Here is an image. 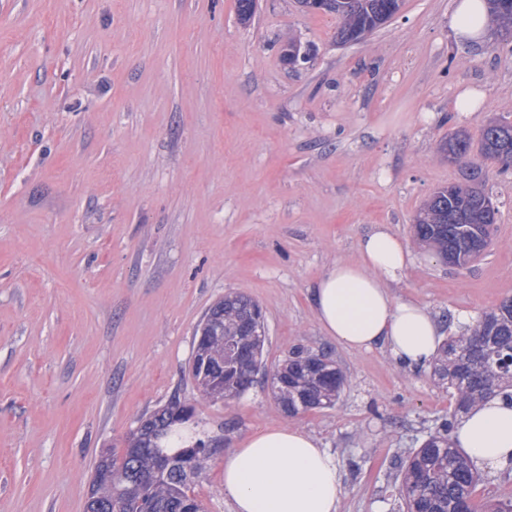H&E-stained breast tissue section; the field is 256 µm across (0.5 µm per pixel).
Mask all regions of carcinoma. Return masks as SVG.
<instances>
[{"label": "carcinoma", "mask_w": 512, "mask_h": 512, "mask_svg": "<svg viewBox=\"0 0 512 512\" xmlns=\"http://www.w3.org/2000/svg\"><path fill=\"white\" fill-rule=\"evenodd\" d=\"M491 21L512 43V0H487ZM399 0H329L327 12L340 19L336 41L351 43L356 31L375 30L394 15ZM445 151L472 150L494 161L497 173L512 174V121L503 116L481 129L478 142L466 132L444 141ZM488 171L481 164L467 174L466 183L438 189L413 225L415 237L435 250L476 258L486 247L478 245L479 224L497 223L498 210L484 205ZM195 336L208 360L192 358L189 377L198 391L196 403L214 401L211 386L222 389L219 398L239 397L254 384L256 362L267 341L258 304L241 293H228L212 304ZM433 376L450 391L454 410L428 436V441L400 463L399 497L404 512H512V496L494 502L478 501L474 489L479 474L454 448L450 433L459 416L495 393L512 389V298L481 315L473 328L444 340L433 364ZM347 379L328 354L298 344L280 364V376L271 391L289 416L336 404ZM173 396L163 407L140 419L138 443L112 450V485L103 489V502L116 501L119 512H207L195 494L205 474L204 447L210 437L196 418L195 406L179 407Z\"/></svg>", "instance_id": "1"}]
</instances>
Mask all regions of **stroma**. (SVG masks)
Masks as SVG:
<instances>
[{
    "instance_id": "stroma-1",
    "label": "stroma",
    "mask_w": 512,
    "mask_h": 512,
    "mask_svg": "<svg viewBox=\"0 0 512 512\" xmlns=\"http://www.w3.org/2000/svg\"><path fill=\"white\" fill-rule=\"evenodd\" d=\"M453 0H403L364 40L298 0H0V512H85L92 465L172 396L193 400L195 329L225 293L262 308L271 370L296 344L347 377L287 416L267 384L200 406L225 450L296 426L336 456L339 512H398L397 461L454 408L430 369L349 350L308 290L386 225L413 245L393 292L436 315L512 297V176L489 173L494 243L468 266L412 225L461 167L438 151L512 117V52L460 45ZM307 62L281 58L288 37ZM474 103L458 116L460 94Z\"/></svg>"
}]
</instances>
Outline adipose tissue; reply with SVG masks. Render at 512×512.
Returning a JSON list of instances; mask_svg holds the SVG:
<instances>
[{
	"mask_svg": "<svg viewBox=\"0 0 512 512\" xmlns=\"http://www.w3.org/2000/svg\"><path fill=\"white\" fill-rule=\"evenodd\" d=\"M449 27L456 42H482L488 29L484 0H455ZM410 258L406 244L386 228L362 237L356 260L334 262L308 290L320 329L342 346L384 348L404 367H427L440 342L438 319L390 290ZM453 441L490 472L512 468V398L497 395L476 404L455 426ZM221 464L233 512H339L336 458L303 429L276 426L253 433Z\"/></svg>",
	"mask_w": 512,
	"mask_h": 512,
	"instance_id": "ef3b65f1",
	"label": "adipose tissue"
}]
</instances>
